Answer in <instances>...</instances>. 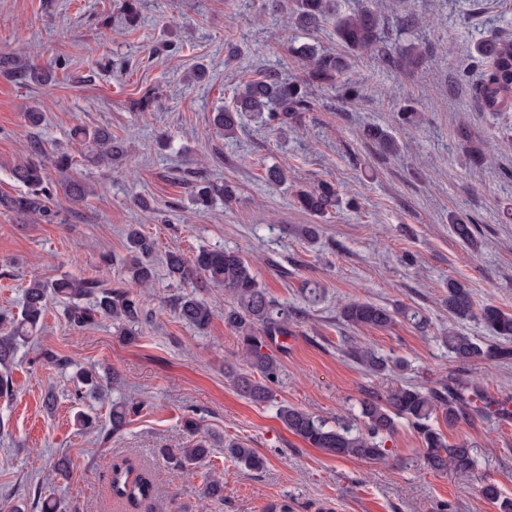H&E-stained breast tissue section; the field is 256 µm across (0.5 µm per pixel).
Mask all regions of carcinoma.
<instances>
[{
	"mask_svg": "<svg viewBox=\"0 0 512 512\" xmlns=\"http://www.w3.org/2000/svg\"><path fill=\"white\" fill-rule=\"evenodd\" d=\"M295 19L298 24L309 27L330 19L335 20L336 36L351 51L364 50L378 56L388 66H400L382 35L376 15L364 8L350 14L339 10L338 0H296ZM300 53L306 65V77L301 81L290 80L277 72L263 75L240 85L234 95L235 106L216 114L215 125L224 131V138L233 139L239 128L241 114L251 112L269 123L281 126L291 124L309 108V89L317 84L334 86L336 96L348 100L359 94L350 84H335L347 68V58L320 54L311 47H303ZM473 66L482 69L481 81L476 93L483 108L492 112H504L512 108V37L491 38L477 42L468 48ZM81 137L95 147L98 154L110 159L122 153V145L112 138L107 130L80 131ZM363 137L385 154L399 151L396 139L379 127L363 130ZM60 178L54 182L47 178L43 161L36 159L14 169L13 177L28 188V193L18 197L0 198V206L17 213H31L46 222H52L56 212L50 203L61 191L76 203L83 202L90 194L87 186L65 176L71 160L61 155L51 160ZM193 197L208 201L216 193L232 197L233 190L226 185L218 188L200 177L191 182ZM296 203L302 210L323 217L337 204L336 188L321 182L295 194ZM450 226L457 239L465 244L474 241V225L453 218ZM126 249L130 258L124 264L125 281L114 287L104 280L92 276L64 275L54 281L34 278L24 289L20 316L0 313V324L10 325L9 332L0 336V397H9L14 391L11 369L18 347L31 339V334L42 324L49 301L56 297L67 298L69 323L76 329L90 327L98 319H108L117 329V334L132 342L142 335L148 323L147 299L138 292L154 278L152 256L156 250L153 239L144 234L136 224L127 232ZM169 278L181 285L193 277L201 278L214 286L224 288L232 302L224 309V323L238 333L242 359L249 371L240 373L231 366L225 371L232 376L237 392L251 402L261 405L272 401L274 386L280 383L281 364L267 352L268 343L278 336H286L289 328L299 320V314L280 305L262 288L247 260L233 250L202 249L187 259L181 253L166 254ZM89 304L84 305L82 301ZM448 314L464 320L473 314L471 292L459 282L448 283V298L445 302ZM174 316L198 332L207 330L214 312L204 300L193 294L183 293L170 301ZM418 329L428 325L427 317L417 308L406 307L400 311L370 301H355L346 304L340 318L353 328L387 330L394 326L396 316ZM482 320L493 334L504 340L512 338V314L494 306L481 311ZM455 361L472 366L488 359H512V348L505 344L484 345L477 339L452 329L442 337ZM347 355L375 375L389 369L390 359L374 350L362 346H350ZM74 378L93 395L103 390L100 374L94 369L80 368ZM359 421L362 428L355 429L346 424L334 427L312 416L310 413L288 405L278 408V418L294 435L309 446L324 452L344 457L377 461L387 457L385 442L393 435L398 420L409 423L418 433L422 444V457L426 466L434 471L452 469L460 476H469L478 466L477 459L466 441L448 444L442 427L457 428L468 424L475 417L495 412L509 415L506 406L487 395L483 386L453 374L436 385L425 388L400 384L387 390L368 388L359 400ZM143 404L128 399L112 406V432L124 429L130 417L139 414ZM227 453L236 462L250 469L262 466L256 452L241 443L230 442ZM209 453L205 441L198 440L189 448H163L161 455L168 465L186 470L204 461ZM113 498L125 507L139 509L141 503L155 492V481L144 469L125 459L112 466L108 480ZM204 497L212 500L224 499V483L210 478L203 486ZM481 496L495 505L498 512H512V499L502 496L492 482L480 487Z\"/></svg>",
	"mask_w": 512,
	"mask_h": 512,
	"instance_id": "1",
	"label": "carcinoma"
}]
</instances>
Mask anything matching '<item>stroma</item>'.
I'll use <instances>...</instances> for the list:
<instances>
[{"label": "stroma", "instance_id": "obj_1", "mask_svg": "<svg viewBox=\"0 0 512 512\" xmlns=\"http://www.w3.org/2000/svg\"><path fill=\"white\" fill-rule=\"evenodd\" d=\"M123 0H0V55L18 59L0 71V198L23 193L15 166L35 159L36 148L68 152L71 179L93 190L86 202L57 195L54 222L0 207V312L19 313L31 279L96 274L123 280L129 225L156 241V278L145 294L154 321L131 344L109 320L78 331L64 299L52 300L35 343L21 345L12 369L15 395L0 399V512H39L34 500L52 496L63 512H125L108 494L114 460L139 462L155 476L156 491L138 512H497L478 494L495 481L512 498V420H475L448 430L449 443L474 445L478 468L460 477L426 467L413 428L399 422L387 459L336 457L310 447L280 422L292 405L335 423L354 421L366 387L413 383L432 387L448 374L512 400V362L472 367L455 362L440 337L449 325L485 344L496 338L479 315L492 305L512 314V111L490 112L474 84L455 81L467 68L466 48L491 36H512V0H368L381 14L391 43L416 47L421 62L392 69L368 52L348 53L333 23L299 29L290 22L294 0H139L140 22L128 28ZM415 15L402 30L395 19ZM348 56L343 81L360 94L340 103L333 89L312 92V107L296 123L262 125L247 114L235 138L213 123L232 107L234 92L267 71L305 75L297 47ZM51 72L50 84L30 80V68ZM206 77L192 82L197 68ZM42 115L39 126L27 118ZM415 113L405 123L404 113ZM111 131L124 145L122 160L98 162L75 127ZM377 126L401 150L380 154L361 135ZM499 143L481 166L467 141ZM288 169L283 185L267 182L273 166ZM191 171L231 184L232 198L192 202L179 176ZM334 185L341 203L323 218L295 203L298 188ZM477 228L475 246L459 242L450 216ZM314 225L316 235L297 230ZM231 249L280 304L304 309L291 334L269 351L282 365L272 403L242 397L224 373L240 364L241 347L224 323L230 298L202 280L187 284L213 309L203 333L181 323L167 305L178 291L167 274L169 251L192 257L200 247ZM472 293L475 315L453 322L445 306L449 280ZM322 299L307 304L305 283ZM389 309H420L427 330L397 320L392 329L352 328L341 320L348 302ZM374 349L406 362L405 370L372 375L346 354L348 346ZM64 356L70 367L44 363L38 347ZM117 372L107 402L76 399V368ZM53 407H46L47 396ZM143 401L140 416L120 434L109 421L113 401ZM97 428L78 430L76 412ZM195 416L197 433L184 425ZM205 437L210 453L197 468L179 471L159 457ZM253 448L261 469L240 466L228 441ZM224 480V499L202 497L206 476Z\"/></svg>", "mask_w": 512, "mask_h": 512}]
</instances>
